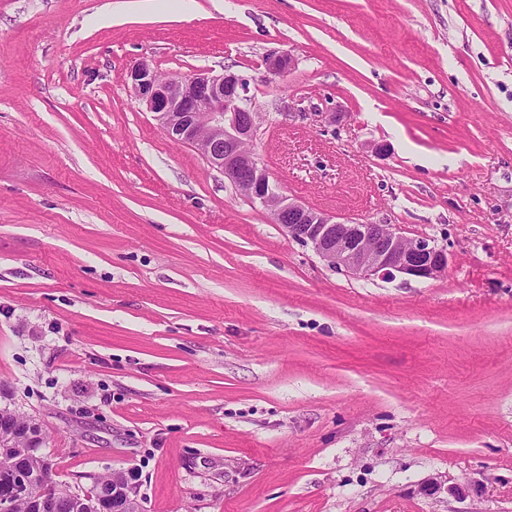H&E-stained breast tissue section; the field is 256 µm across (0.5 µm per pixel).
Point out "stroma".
<instances>
[{
  "label": "stroma",
  "instance_id": "obj_1",
  "mask_svg": "<svg viewBox=\"0 0 512 512\" xmlns=\"http://www.w3.org/2000/svg\"><path fill=\"white\" fill-rule=\"evenodd\" d=\"M142 60L255 78L284 194L447 273L329 268L164 134ZM0 389L59 484L144 512H512V0H0ZM124 476V484L112 482V473L100 478L94 488L87 494L83 493L82 499L86 496L95 498L98 497L100 490V497H98L97 504L90 510L92 512H142V508L136 496L134 495L132 487L129 485L128 479ZM106 484L112 486V491L109 486L101 485Z\"/></svg>",
  "mask_w": 512,
  "mask_h": 512
}]
</instances>
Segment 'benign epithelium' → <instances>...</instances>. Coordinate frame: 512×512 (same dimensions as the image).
Returning a JSON list of instances; mask_svg holds the SVG:
<instances>
[{
  "mask_svg": "<svg viewBox=\"0 0 512 512\" xmlns=\"http://www.w3.org/2000/svg\"><path fill=\"white\" fill-rule=\"evenodd\" d=\"M292 63L289 54L267 58L265 78L284 75ZM126 81L135 100L154 113L169 138L198 150L243 196L270 211L288 236L311 245L329 267L357 278L382 279H436L448 270L447 249L426 237L404 236L392 224L338 221L280 192L250 148L259 112L247 77L227 70L221 75L202 70L184 77H162L142 61L131 67ZM41 430L40 421L30 418L26 431L0 446L13 449L21 440L25 447L20 453L37 460ZM424 490L455 497L465 493L440 477L430 479ZM28 492L26 471L13 472L9 485L0 491V512H12L15 502ZM78 497L79 493L62 489L52 496L32 498L31 509L57 512L60 499ZM91 512H142V508L126 481L101 486Z\"/></svg>",
  "mask_w": 512,
  "mask_h": 512,
  "instance_id": "7a95c632",
  "label": "benign epithelium"
}]
</instances>
